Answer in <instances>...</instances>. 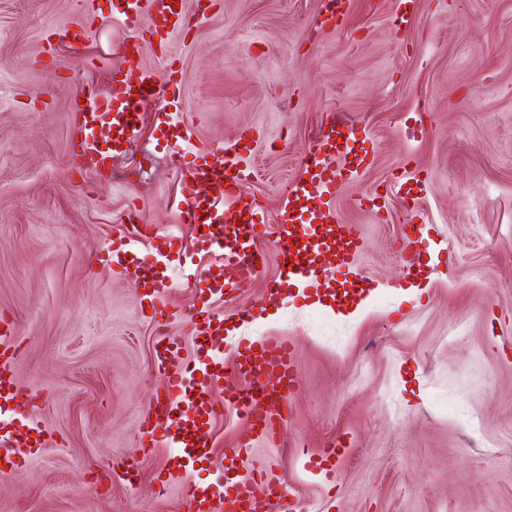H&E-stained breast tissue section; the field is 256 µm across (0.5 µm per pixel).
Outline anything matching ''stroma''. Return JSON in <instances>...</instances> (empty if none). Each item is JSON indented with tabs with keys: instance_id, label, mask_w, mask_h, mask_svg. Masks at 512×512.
Here are the masks:
<instances>
[{
	"instance_id": "stroma-1",
	"label": "stroma",
	"mask_w": 512,
	"mask_h": 512,
	"mask_svg": "<svg viewBox=\"0 0 512 512\" xmlns=\"http://www.w3.org/2000/svg\"><path fill=\"white\" fill-rule=\"evenodd\" d=\"M349 0L340 28L320 24V0H216L172 42L182 112L194 140L237 155L268 226V262L251 293L213 305L229 324L215 399L241 386L239 337L295 342L300 388L283 444L254 440L230 462L244 424L226 408L209 461L185 466L168 449L138 447L137 425L161 385L159 333L198 347L192 287L218 255L195 225L177 221L179 178L159 148L152 101L141 139L114 178L73 173L70 114L80 88L105 92L130 34L114 0L88 34L43 44L82 17V0H0V313L16 323V380L37 392L14 407L43 448L20 479L0 480V512H179L181 488L241 476L276 461L292 512H512V0ZM159 78L166 60L142 58ZM343 121L371 150L331 206L359 225L353 284L368 289L341 310L284 299L240 321L279 274L273 230L284 195L321 129ZM145 203L176 283L177 317L147 318L141 285L112 270L108 250L131 230V195ZM413 269L402 262L411 224ZM342 445L316 472L307 455ZM136 454L139 484L114 473ZM167 484L155 493L157 475Z\"/></svg>"
}]
</instances>
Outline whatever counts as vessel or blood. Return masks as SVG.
<instances>
[{"label":"vessel or blood","instance_id":"b4317fda","mask_svg":"<svg viewBox=\"0 0 512 512\" xmlns=\"http://www.w3.org/2000/svg\"><path fill=\"white\" fill-rule=\"evenodd\" d=\"M204 9H188L187 0L168 4L167 0H124L120 13L123 25L132 33H149L146 41L119 47L121 55L152 53L170 57L176 30L190 27L205 17ZM170 95L155 74L137 64L116 72L108 94L90 92L74 111L72 150L78 170L93 172L98 178L112 176V161L136 145L141 132L140 112L146 102ZM346 124L332 123L320 132L319 150L350 155L353 165L365 163L364 155L349 147ZM318 152L302 160L303 175L289 189L274 244L285 269L284 287L267 289L257 303L246 309L248 318L263 316L268 303L280 298L283 289L294 290L296 297L317 300L327 280L323 256L333 254L338 275L358 276L355 258L362 248L358 225L338 223L328 201L340 185L342 173L322 161ZM171 165L181 176L182 206L178 221L206 225L204 234L211 247L223 250V261L207 270L203 284L196 289L201 305L191 315L198 344L204 345L206 363L195 366L182 354L179 337L164 335L155 347L157 368L164 386L155 403L139 422L141 447L160 445L179 457H209L210 437L219 416L212 387L223 377L224 328L217 325L212 306L225 294H242L253 288L259 277L263 257L250 249L264 220L243 187L250 180L247 169L233 167L221 145L196 147L192 157L174 151ZM143 206L129 207L126 216L134 225L128 247L135 255L130 263L111 256L121 275L141 281L154 315L164 316V300L173 282L166 268L160 267L152 252L140 250L142 241L154 239L156 227L144 217ZM14 325L9 316H0V412L7 402L32 398V391L21 387L13 374L10 352ZM237 368L245 382L233 395L236 414L248 425L233 450L242 456L254 439L278 445L291 419L292 401L299 390L294 360V342L284 336L259 340L241 338L236 350ZM29 440L15 436L0 446V478L20 476L27 463ZM183 505L186 512H280L287 496L285 477L278 466L237 479L231 486L214 482L185 484Z\"/></svg>","mask_w":512,"mask_h":512}]
</instances>
